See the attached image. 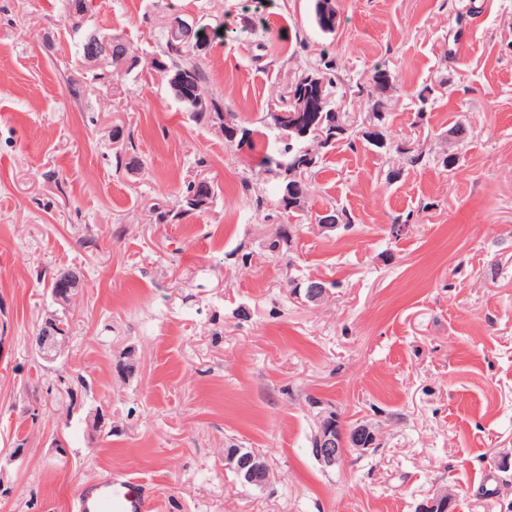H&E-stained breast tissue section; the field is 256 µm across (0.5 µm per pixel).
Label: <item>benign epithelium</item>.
Instances as JSON below:
<instances>
[{"label":"benign epithelium","mask_w":512,"mask_h":512,"mask_svg":"<svg viewBox=\"0 0 512 512\" xmlns=\"http://www.w3.org/2000/svg\"><path fill=\"white\" fill-rule=\"evenodd\" d=\"M170 39L188 43L193 27L187 21L176 17L170 24ZM88 44L100 52L99 63L102 66L112 65V40L109 36H100L98 31L87 33ZM79 281L70 272L56 275L51 284V295L54 303L62 311H67L78 294ZM330 292L325 282H306L294 290L296 297L304 303H318ZM52 315L44 327L35 336V345L39 355L47 362L59 358L57 350L58 336L50 323L57 319ZM313 407L319 409L318 427L311 440V453L326 471L339 465L352 451L366 454L378 447V433L369 423L359 421L355 424L346 423L336 410L323 406L319 401H312ZM224 467L232 470L240 483L245 487L264 488L271 482L270 470L265 461L246 448L224 449ZM454 502V494L448 490H440L433 497L419 506V512H450Z\"/></svg>","instance_id":"7a95c632"}]
</instances>
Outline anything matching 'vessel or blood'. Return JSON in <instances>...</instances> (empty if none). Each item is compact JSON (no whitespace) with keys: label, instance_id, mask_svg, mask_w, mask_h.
Instances as JSON below:
<instances>
[{"label":"vessel or blood","instance_id":"obj_1","mask_svg":"<svg viewBox=\"0 0 512 512\" xmlns=\"http://www.w3.org/2000/svg\"><path fill=\"white\" fill-rule=\"evenodd\" d=\"M153 503L144 497L142 483L132 476L99 479L82 488L76 498V512H152Z\"/></svg>","mask_w":512,"mask_h":512}]
</instances>
